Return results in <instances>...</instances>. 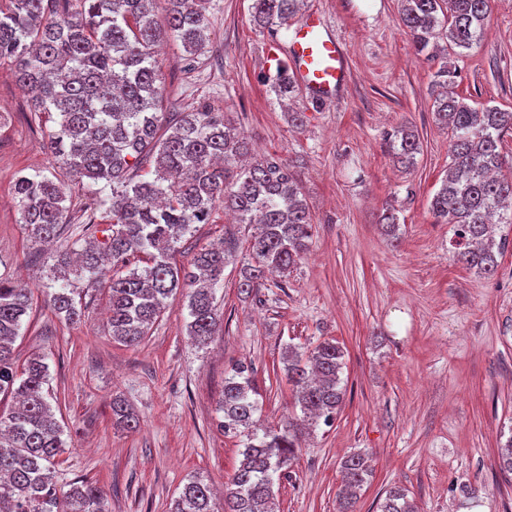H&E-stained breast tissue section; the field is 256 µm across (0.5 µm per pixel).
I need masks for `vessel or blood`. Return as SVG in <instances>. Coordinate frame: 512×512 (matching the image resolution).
Here are the masks:
<instances>
[{
	"label": "vessel or blood",
	"mask_w": 512,
	"mask_h": 512,
	"mask_svg": "<svg viewBox=\"0 0 512 512\" xmlns=\"http://www.w3.org/2000/svg\"><path fill=\"white\" fill-rule=\"evenodd\" d=\"M266 64L289 72L317 102L335 98L346 81L345 51L329 33L321 13L313 9L291 28L285 55L270 54Z\"/></svg>",
	"instance_id": "b4317fda"
}]
</instances>
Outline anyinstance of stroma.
<instances>
[{
	"label": "stroma",
	"mask_w": 512,
	"mask_h": 512,
	"mask_svg": "<svg viewBox=\"0 0 512 512\" xmlns=\"http://www.w3.org/2000/svg\"><path fill=\"white\" fill-rule=\"evenodd\" d=\"M253 0H211L210 41L187 61L179 42L159 49L164 112L201 105L232 116L254 154L294 166L315 232L288 278L269 277L260 298L238 293L244 230L223 210L197 225L178 247L189 264L200 248L231 241L217 301L223 328L205 348L187 334L178 295L138 346L112 340L105 291L82 298L80 323L65 325L35 298L27 329L13 344L16 364L47 356L50 390L59 398L64 453L60 489L84 478L107 492L108 512H170L192 477L223 489L242 459L238 438L224 436L218 402L224 375L251 365L260 421L284 426L292 387L286 347L333 339L345 356L346 390L331 426L303 439L276 484L278 512H336L339 467L356 452L373 474L354 512H377L392 487L406 488L419 512H512V484L501 479L498 448L512 436V249L487 278L457 261L450 225L435 223L429 202L448 171L449 136L433 116L436 66L413 47L400 21L401 0H304L324 13L348 63L336 99L313 106L306 94L280 99L265 67L270 39L287 30L258 28ZM456 91L469 104L512 110V0H492L480 39L463 56ZM31 95L0 67V275L40 287L52 256L70 249V229L46 246L31 243L13 197L17 176L41 174L62 184L77 225L84 207L106 196L102 184L71 182L29 122ZM303 113L302 124L289 115ZM406 125L420 136L413 167L402 168L385 137ZM399 217V245L378 220ZM139 418L136 432L112 427V399Z\"/></svg>",
	"instance_id": "1"
}]
</instances>
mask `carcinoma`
I'll return each mask as SVG.
<instances>
[{
  "label": "carcinoma",
  "instance_id": "carcinoma-1",
  "mask_svg": "<svg viewBox=\"0 0 512 512\" xmlns=\"http://www.w3.org/2000/svg\"><path fill=\"white\" fill-rule=\"evenodd\" d=\"M302 0H253V22L275 30L288 23ZM167 28L155 20V0H0V64H10L18 83L32 93L33 119H53L46 149L76 182L112 186L86 216L74 251L75 277L109 295L112 338L138 345L166 311L167 300L186 292L188 334L206 347L221 325L216 292L224 287L225 249L198 252L189 267L173 261L177 245L194 225L207 224L217 208L255 225L247 238L248 262L240 291L256 297L266 274L286 277L308 251L314 225L297 171L273 157L249 162L248 142L237 136L224 112H184L173 122L160 111L164 78L156 47L171 35L187 56H200L209 41L206 0H167ZM490 0H402V22L419 53L438 62L434 100L437 124L451 131L448 174L429 210L437 224L462 230L458 261L486 276L509 244L496 232L512 224V157L502 153L512 134V112L472 106L451 91L458 70L439 42L467 49L481 36ZM397 162L408 168L420 152L419 136L406 126L388 134ZM153 168L142 171L144 160ZM20 223L34 242L59 234L69 206L63 187L46 176L20 175L13 185ZM384 234L399 238L395 210L379 219ZM102 238H97V233ZM69 253L57 256L61 271L43 285L44 304L68 325L80 321L69 278ZM34 293L0 278V394L15 405L0 411V512H107L106 493L80 480L59 493L51 471L64 448L63 430L49 398L44 354L15 366L12 342L20 335ZM344 352L325 340L303 353L286 351L285 375L295 387L296 411L280 429L259 424L262 405L251 367L224 375L219 402L224 434L240 439L242 461L224 484V508L200 479L184 485L172 512H265L274 486L296 456L302 432L329 425L341 409ZM112 424L131 432L138 419L124 400H112ZM499 467L512 476V435L499 448ZM340 512H351L357 491L371 474L369 457L357 453L340 466ZM379 512H416L400 488L386 492Z\"/></svg>",
  "mask_w": 512,
  "mask_h": 512
}]
</instances>
